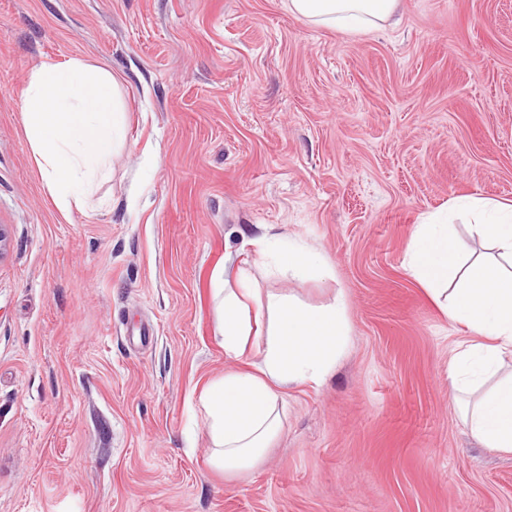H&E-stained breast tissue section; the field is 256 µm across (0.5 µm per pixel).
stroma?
<instances>
[{
    "mask_svg": "<svg viewBox=\"0 0 512 512\" xmlns=\"http://www.w3.org/2000/svg\"><path fill=\"white\" fill-rule=\"evenodd\" d=\"M73 59L112 72L126 136L65 214L22 104ZM474 195L512 202V0H398L367 31L288 0H0V512H512V453L448 389L467 336L405 263L416 224ZM269 226L328 274L244 248ZM221 265L261 298L343 294L349 327L237 474L199 404L237 368ZM319 256L308 248L293 245L279 253V264L293 277L304 279L320 267Z\"/></svg>",
    "mask_w": 512,
    "mask_h": 512,
    "instance_id": "stroma-1",
    "label": "stroma"
}]
</instances>
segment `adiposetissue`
I'll return each mask as SVG.
<instances>
[{
  "instance_id": "ef3b65f1",
  "label": "adipose tissue",
  "mask_w": 512,
  "mask_h": 512,
  "mask_svg": "<svg viewBox=\"0 0 512 512\" xmlns=\"http://www.w3.org/2000/svg\"><path fill=\"white\" fill-rule=\"evenodd\" d=\"M397 0H289L297 16L341 30H368L386 22ZM463 209L466 237L454 225H417L407 268L437 300L450 321L473 339L448 365V385L460 401L465 425L479 442L512 451V203L471 197ZM246 270L238 287L223 270L213 281L218 301L217 335L225 354L242 369L212 382L201 401L212 446V464L227 473L253 467L283 422L282 391L322 383L347 336L344 296L306 307L282 293L258 300ZM261 362L247 361L253 348Z\"/></svg>"
}]
</instances>
